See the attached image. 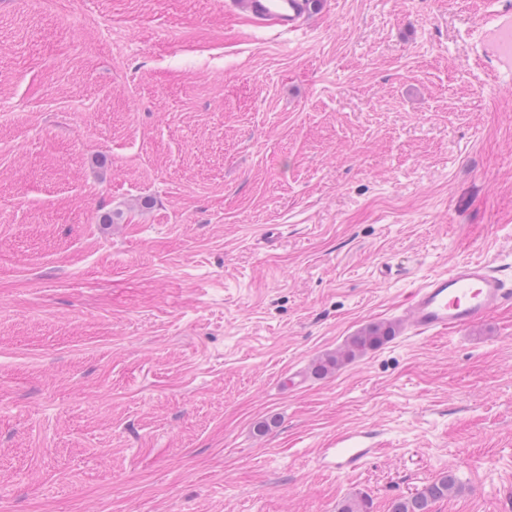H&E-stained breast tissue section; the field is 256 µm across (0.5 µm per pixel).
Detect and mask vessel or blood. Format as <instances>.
Segmentation results:
<instances>
[{
	"label": "vessel or blood",
	"instance_id": "b4317fda",
	"mask_svg": "<svg viewBox=\"0 0 512 512\" xmlns=\"http://www.w3.org/2000/svg\"><path fill=\"white\" fill-rule=\"evenodd\" d=\"M234 4L248 19L282 34L301 31L307 11L306 0H234ZM510 302L512 283L486 264L457 262L414 289L405 316L415 333H433L464 327ZM372 453V448L355 440L324 451L339 471L362 465Z\"/></svg>",
	"mask_w": 512,
	"mask_h": 512
}]
</instances>
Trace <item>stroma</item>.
<instances>
[{
    "instance_id": "stroma-1",
    "label": "stroma",
    "mask_w": 512,
    "mask_h": 512,
    "mask_svg": "<svg viewBox=\"0 0 512 512\" xmlns=\"http://www.w3.org/2000/svg\"><path fill=\"white\" fill-rule=\"evenodd\" d=\"M506 2L0 0V512H512V304L403 318L512 281ZM253 22L274 27L281 34L302 30L307 11L305 0H234L232 2ZM512 302L507 284L484 263L457 262L412 292L406 320L417 334L464 327ZM392 327L382 324L371 325L355 336H351L344 349L337 351L336 355L328 356L314 365L313 373L325 376L332 370L338 369L345 361L351 360L357 354L376 348L394 336ZM358 435L347 436L336 440V448L324 449V455L331 457V464L336 470L345 471L362 465L368 457L376 452L375 448L365 447L358 441L353 440ZM347 440H353L349 444H343ZM456 487V478L448 473L427 484L421 491L392 502L389 512H430L431 505L448 498Z\"/></svg>"
}]
</instances>
